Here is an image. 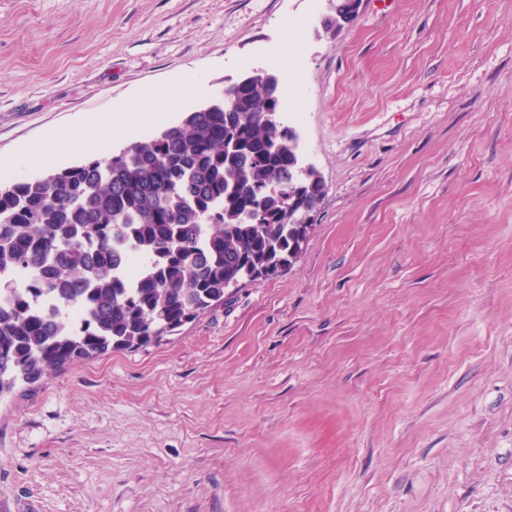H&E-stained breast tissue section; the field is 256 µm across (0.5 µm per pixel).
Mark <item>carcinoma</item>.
Wrapping results in <instances>:
<instances>
[{
  "label": "carcinoma",
  "instance_id": "obj_1",
  "mask_svg": "<svg viewBox=\"0 0 512 512\" xmlns=\"http://www.w3.org/2000/svg\"><path fill=\"white\" fill-rule=\"evenodd\" d=\"M358 17L356 0H328L321 27ZM279 111L278 78L256 72L109 157L0 181V398L158 342L291 265L325 181L312 165L296 177L298 134Z\"/></svg>",
  "mask_w": 512,
  "mask_h": 512
}]
</instances>
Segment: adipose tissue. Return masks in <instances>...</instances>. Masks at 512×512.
Wrapping results in <instances>:
<instances>
[{"instance_id":"obj_1","label":"adipose tissue","mask_w":512,"mask_h":512,"mask_svg":"<svg viewBox=\"0 0 512 512\" xmlns=\"http://www.w3.org/2000/svg\"><path fill=\"white\" fill-rule=\"evenodd\" d=\"M197 82L189 73L174 87L145 91L133 105H122L105 116L89 115L80 125L54 134L29 147L26 159L43 168L55 166L69 152L85 148L106 149L113 138L133 137L140 130L161 122L165 112L177 109L190 96Z\"/></svg>"}]
</instances>
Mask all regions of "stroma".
<instances>
[{"instance_id": "35a3bbf8", "label": "stroma", "mask_w": 512, "mask_h": 512, "mask_svg": "<svg viewBox=\"0 0 512 512\" xmlns=\"http://www.w3.org/2000/svg\"><path fill=\"white\" fill-rule=\"evenodd\" d=\"M0 0V167L303 51L297 260L0 400V512H512V0ZM328 2V10L320 21L327 35H338L346 26L354 24L360 15L355 0H328ZM196 82L195 74L190 72L175 87L149 89L136 104L121 105L102 117L89 115L66 133L53 134L29 147L24 156L35 166L50 168L66 153L85 148L103 150L110 145L112 137H134L140 130L161 122L166 113L163 111L180 107L191 95Z\"/></svg>"}]
</instances>
